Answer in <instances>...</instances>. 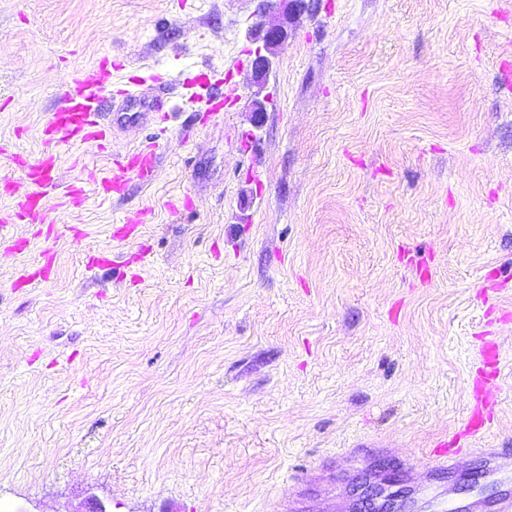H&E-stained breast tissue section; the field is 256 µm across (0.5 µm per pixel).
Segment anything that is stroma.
Listing matches in <instances>:
<instances>
[{"label":"stroma","instance_id":"35a3bbf8","mask_svg":"<svg viewBox=\"0 0 512 512\" xmlns=\"http://www.w3.org/2000/svg\"><path fill=\"white\" fill-rule=\"evenodd\" d=\"M316 3L257 130L248 32L282 16L259 0H0V213L102 57L175 106L60 149L45 223L0 239V512H273L303 467L349 512L379 459L442 512L512 449V0ZM200 69L236 86L227 112L179 110ZM151 141L152 179L99 198L92 172ZM46 250L51 280L20 283ZM487 340L499 401L436 468Z\"/></svg>","mask_w":512,"mask_h":512}]
</instances>
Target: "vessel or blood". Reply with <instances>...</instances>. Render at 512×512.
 <instances>
[{"label": "vessel or blood", "mask_w": 512, "mask_h": 512, "mask_svg": "<svg viewBox=\"0 0 512 512\" xmlns=\"http://www.w3.org/2000/svg\"><path fill=\"white\" fill-rule=\"evenodd\" d=\"M112 70L111 59L105 58L84 72L79 91L68 95L63 104L54 110L52 119L44 130L48 143L65 147L78 144L105 147L112 136V125L106 120L103 110L105 99L101 96L100 90L104 85L111 83ZM155 149L156 145L152 142L139 146L126 153L122 160L117 162L113 172H96L93 182L99 196L105 199L121 196L129 177L132 176L143 181L148 180L155 168ZM56 164V154L48 153L29 165L17 210L9 218L0 215V235L4 234L11 219L14 218L32 223L44 222L41 201L47 192L56 187ZM480 357L485 370L474 379L469 390L472 408L464 430L465 436L469 438L484 431L487 409L501 390L497 345L491 341L484 342L480 348ZM491 471L499 476L502 486L499 497L492 502L478 497L455 505L454 512H512V488L507 485L508 479L502 474V466L494 465Z\"/></svg>", "instance_id": "b4317fda"}]
</instances>
